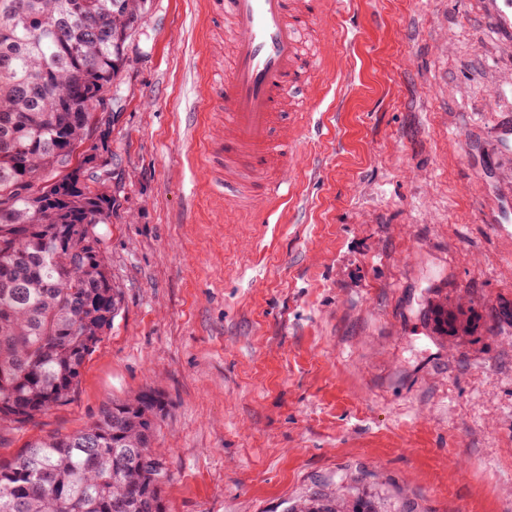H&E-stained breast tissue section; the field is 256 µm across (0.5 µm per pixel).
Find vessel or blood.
Wrapping results in <instances>:
<instances>
[{
    "label": "vessel or blood",
    "instance_id": "obj_1",
    "mask_svg": "<svg viewBox=\"0 0 512 512\" xmlns=\"http://www.w3.org/2000/svg\"><path fill=\"white\" fill-rule=\"evenodd\" d=\"M338 7L337 0H224L230 68L216 89L224 132L212 138L207 152L223 157L224 184L236 188L258 217L294 193L288 146L309 126L283 118L299 112L330 80L305 40Z\"/></svg>",
    "mask_w": 512,
    "mask_h": 512
}]
</instances>
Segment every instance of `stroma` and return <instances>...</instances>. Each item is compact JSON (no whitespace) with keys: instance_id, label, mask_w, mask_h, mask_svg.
<instances>
[{"instance_id":"obj_1","label":"stroma","mask_w":512,"mask_h":512,"mask_svg":"<svg viewBox=\"0 0 512 512\" xmlns=\"http://www.w3.org/2000/svg\"><path fill=\"white\" fill-rule=\"evenodd\" d=\"M502 0H359L322 47L270 222L197 170L229 61L216 0H150L121 77L101 254L118 312L71 400L0 457L162 402L163 512H512V32ZM468 333L430 323L435 301ZM291 512H377L371 502L357 496L349 502L338 503L336 498L329 497L322 493H314L303 500Z\"/></svg>"}]
</instances>
